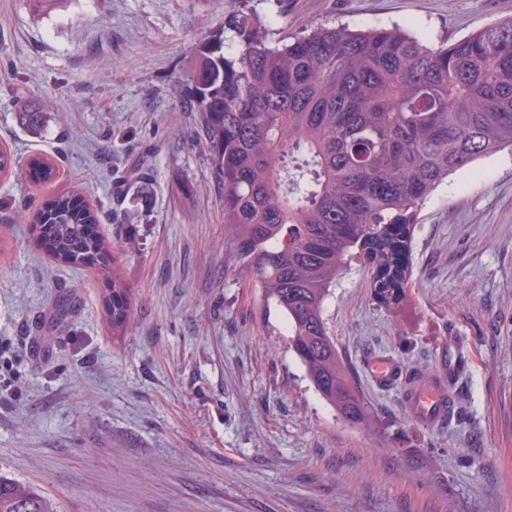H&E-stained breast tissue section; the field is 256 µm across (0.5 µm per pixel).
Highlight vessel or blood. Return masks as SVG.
Segmentation results:
<instances>
[{
	"label": "vessel or blood",
	"instance_id": "obj_1",
	"mask_svg": "<svg viewBox=\"0 0 512 512\" xmlns=\"http://www.w3.org/2000/svg\"><path fill=\"white\" fill-rule=\"evenodd\" d=\"M459 363L457 350L449 349L439 373L412 382L408 381L402 366L389 358H373L368 368L379 385L402 389L405 408L413 419L422 423H440L453 411L454 402L445 380L457 370Z\"/></svg>",
	"mask_w": 512,
	"mask_h": 512
}]
</instances>
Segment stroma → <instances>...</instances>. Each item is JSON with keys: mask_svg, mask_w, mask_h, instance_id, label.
<instances>
[{"mask_svg": "<svg viewBox=\"0 0 512 512\" xmlns=\"http://www.w3.org/2000/svg\"><path fill=\"white\" fill-rule=\"evenodd\" d=\"M243 1L276 33L397 25L432 44L512 17V0H0V145L56 166L0 177V475L55 512H512V151L425 201L405 304L372 302L358 265L338 278L328 327L377 423L336 419L242 269L183 109L195 48ZM23 98L49 112L41 134L17 126ZM72 191L99 209L113 268L40 245L35 215ZM116 271L132 298L118 335L101 308ZM451 345L464 414L438 427L365 368L433 371Z\"/></svg>", "mask_w": 512, "mask_h": 512, "instance_id": "1", "label": "stroma"}]
</instances>
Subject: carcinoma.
<instances>
[{"label":"carcinoma","instance_id":"cac0c4a2","mask_svg":"<svg viewBox=\"0 0 512 512\" xmlns=\"http://www.w3.org/2000/svg\"><path fill=\"white\" fill-rule=\"evenodd\" d=\"M195 48L188 111L224 190V227L244 267L287 319L288 345L337 419L369 427L374 412L325 318L351 263L370 294L405 300L419 210L448 177L512 147V18L429 45L400 27L320 25L279 40L244 8ZM18 125L37 135L48 113L24 103ZM54 164L28 163L46 181ZM0 174L17 175L0 150ZM38 234L69 266H103L98 209L74 193L38 214ZM112 331L126 327L131 290L119 273L104 296ZM0 512H53L45 497L0 476Z\"/></svg>","mask_w":512,"mask_h":512}]
</instances>
